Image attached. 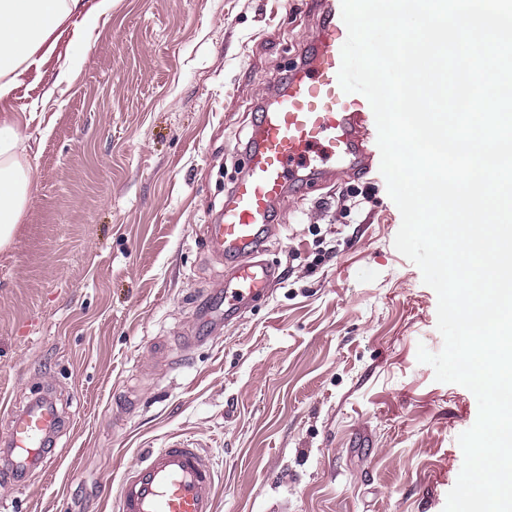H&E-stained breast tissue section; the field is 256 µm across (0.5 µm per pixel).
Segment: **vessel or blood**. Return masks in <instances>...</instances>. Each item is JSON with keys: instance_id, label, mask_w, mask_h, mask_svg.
<instances>
[{"instance_id": "1", "label": "vessel or blood", "mask_w": 512, "mask_h": 512, "mask_svg": "<svg viewBox=\"0 0 512 512\" xmlns=\"http://www.w3.org/2000/svg\"><path fill=\"white\" fill-rule=\"evenodd\" d=\"M322 24L305 47L302 64L291 71L269 103L252 116L243 150L244 171L214 223L205 225L208 250L224 261V298L206 305L232 320L282 279L265 258L279 232L281 202L310 185H331L345 176L368 173L370 152L364 122L368 101L344 92L338 81L347 28L340 0H311ZM52 406L33 402L8 419L9 463L0 482L11 483L30 467L51 468L41 449L56 426ZM216 472L201 449L185 445L153 448L119 484L120 512H216Z\"/></svg>"}]
</instances>
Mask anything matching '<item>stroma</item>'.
<instances>
[{"label": "stroma", "instance_id": "1", "mask_svg": "<svg viewBox=\"0 0 512 512\" xmlns=\"http://www.w3.org/2000/svg\"><path fill=\"white\" fill-rule=\"evenodd\" d=\"M320 21L309 0H115L0 102L34 179L0 249V398L62 421L55 471L0 485V512H117L123 472L176 441L214 465L218 512H443L478 402L417 360L443 347L437 295L394 247L379 169L288 197L280 285L198 318L224 291L203 227Z\"/></svg>", "mask_w": 512, "mask_h": 512}]
</instances>
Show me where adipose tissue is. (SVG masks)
Returning a JSON list of instances; mask_svg holds the SVG:
<instances>
[{
	"instance_id": "obj_1",
	"label": "adipose tissue",
	"mask_w": 512,
	"mask_h": 512,
	"mask_svg": "<svg viewBox=\"0 0 512 512\" xmlns=\"http://www.w3.org/2000/svg\"><path fill=\"white\" fill-rule=\"evenodd\" d=\"M83 0H0V100L14 88L20 68L35 55H47L53 33L77 16L82 27L96 26L111 12L113 0H99L83 11ZM24 136L11 115H0V248L8 246L22 220L33 188L29 166L22 161Z\"/></svg>"
}]
</instances>
